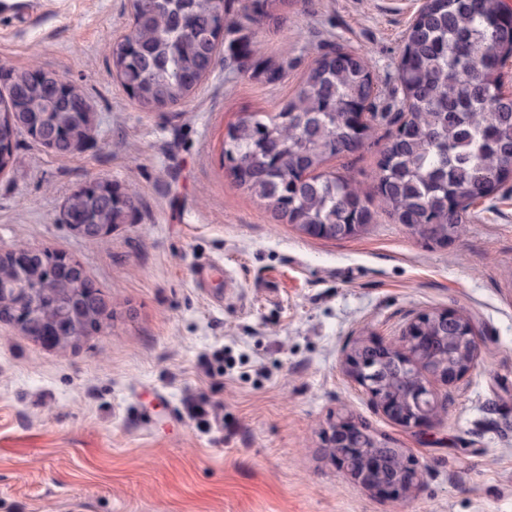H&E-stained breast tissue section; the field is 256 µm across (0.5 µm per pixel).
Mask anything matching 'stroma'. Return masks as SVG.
<instances>
[{
	"label": "stroma",
	"mask_w": 512,
	"mask_h": 512,
	"mask_svg": "<svg viewBox=\"0 0 512 512\" xmlns=\"http://www.w3.org/2000/svg\"><path fill=\"white\" fill-rule=\"evenodd\" d=\"M423 3L285 0L278 19L225 34L191 98L145 110L109 66L129 0H0V66L81 85L95 126L69 156L19 136L0 173V248L66 254L111 308L100 332L57 348L0 322V512H512V178L440 246L394 223L377 193L393 118L324 166L377 215L353 237L278 223L223 162L229 126L278 112L322 53L365 54L388 96ZM242 41L278 80L230 59ZM95 179L137 206L99 243L60 220ZM433 309L472 319L479 362L436 385L443 410L409 429L346 374L344 354L361 336L396 341ZM191 401L206 419L189 418ZM339 415L418 462L410 496L343 476L323 445Z\"/></svg>",
	"instance_id": "obj_1"
}]
</instances>
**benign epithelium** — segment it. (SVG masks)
I'll list each match as a JSON object with an SVG mask.
<instances>
[{
    "instance_id": "benign-epithelium-1",
    "label": "benign epithelium",
    "mask_w": 512,
    "mask_h": 512,
    "mask_svg": "<svg viewBox=\"0 0 512 512\" xmlns=\"http://www.w3.org/2000/svg\"><path fill=\"white\" fill-rule=\"evenodd\" d=\"M16 120L29 131L31 137L43 142L46 148L56 154L64 153L61 141L47 138L44 133L31 130V123L26 114H17ZM69 228L88 241L102 240L112 232L110 224H71ZM60 268L72 277L76 275L75 265L64 255L58 256L41 271V274L50 279ZM31 295H33L31 288L13 289V296L19 298V302L13 308V324L19 329L24 326L29 310L34 307V303L30 302ZM95 307L99 311L97 316L88 314L71 320L67 319L62 323L55 319L50 320V324L57 331V340L47 341L45 345L53 347L74 344L75 336L84 337L91 332L101 330L110 317L109 303L100 296L96 300ZM450 318L456 323V335L451 337V340L458 345L457 360L453 363L446 360L441 363H430L421 358L422 344L426 340L424 333L427 323L437 325ZM368 347L375 349L379 358L394 359L412 370L416 375V381L409 393L390 394L377 385V379L371 377L365 370L363 351ZM478 358V334L471 319L457 311L443 310L432 311L425 317L412 320L395 344L378 341L373 337L357 340L346 350L344 364L348 375L365 388L373 403L384 415L403 427L419 429L429 423L441 406L431 380L435 379L446 386H452L476 368ZM354 426L356 423L352 418L339 417L332 424L330 431L325 433V444L336 466L348 480L369 492L394 499L406 498L419 483L418 463L399 448L397 449V455L401 459L399 475L386 482L379 481L378 475L382 469V461L368 452L364 438L359 434L353 437H339L340 431H346Z\"/></svg>"
}]
</instances>
